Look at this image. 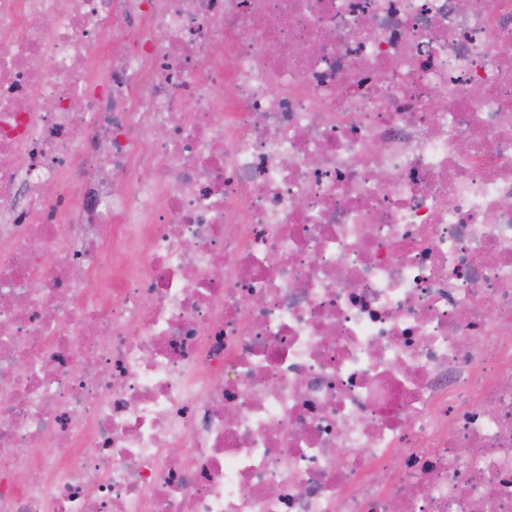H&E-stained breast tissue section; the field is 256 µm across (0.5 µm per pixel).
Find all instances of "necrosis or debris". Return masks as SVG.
Masks as SVG:
<instances>
[{"mask_svg":"<svg viewBox=\"0 0 512 512\" xmlns=\"http://www.w3.org/2000/svg\"><path fill=\"white\" fill-rule=\"evenodd\" d=\"M0 512H512V0H0Z\"/></svg>","mask_w":512,"mask_h":512,"instance_id":"1","label":"necrosis or debris"}]
</instances>
